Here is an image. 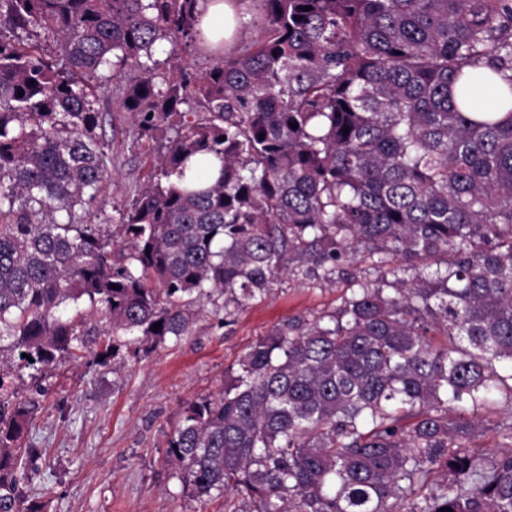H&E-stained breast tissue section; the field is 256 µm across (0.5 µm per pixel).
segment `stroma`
Wrapping results in <instances>:
<instances>
[{"mask_svg": "<svg viewBox=\"0 0 512 512\" xmlns=\"http://www.w3.org/2000/svg\"><path fill=\"white\" fill-rule=\"evenodd\" d=\"M98 95L112 142L113 181L97 207L109 220L106 232L115 234L157 144L140 138L118 109L120 90L111 73H104ZM345 287L340 279L319 288L285 279L265 300L241 307L227 326L219 324L214 301L202 302L191 335L123 365H96L91 344L79 360L60 363L45 379L22 370L17 391L40 403L29 434L43 451L32 482L39 501L47 512H224L223 498L199 500L185 491L166 458L183 409L219 393L226 370L255 339L285 319L333 311Z\"/></svg>", "mask_w": 512, "mask_h": 512, "instance_id": "stroma-1", "label": "stroma"}]
</instances>
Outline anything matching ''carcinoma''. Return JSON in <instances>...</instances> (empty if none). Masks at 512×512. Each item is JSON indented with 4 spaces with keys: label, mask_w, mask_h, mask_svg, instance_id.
<instances>
[{
    "label": "carcinoma",
    "mask_w": 512,
    "mask_h": 512,
    "mask_svg": "<svg viewBox=\"0 0 512 512\" xmlns=\"http://www.w3.org/2000/svg\"><path fill=\"white\" fill-rule=\"evenodd\" d=\"M250 2L256 39L197 73L200 0H0V512H42L19 371L89 343L121 363L190 335L204 298L228 324L336 275L333 311L278 323L185 408L184 484L228 512H512V418L471 447L512 408V0ZM115 63L121 110L165 139L119 242L82 220L112 177Z\"/></svg>",
    "instance_id": "obj_1"
}]
</instances>
